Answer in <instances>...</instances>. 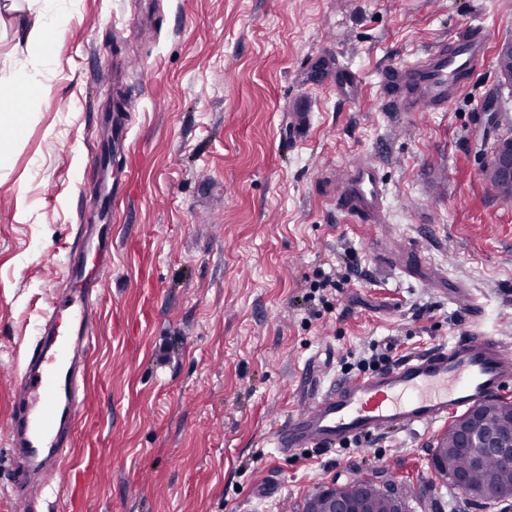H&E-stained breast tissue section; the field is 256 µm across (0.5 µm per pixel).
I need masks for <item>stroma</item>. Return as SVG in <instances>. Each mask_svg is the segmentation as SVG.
Returning <instances> with one entry per match:
<instances>
[{"label":"stroma","instance_id":"obj_1","mask_svg":"<svg viewBox=\"0 0 512 512\" xmlns=\"http://www.w3.org/2000/svg\"><path fill=\"white\" fill-rule=\"evenodd\" d=\"M476 24L512 40V0H79L50 94L0 126V512H19L7 426L25 349L109 177L122 191L74 430L76 455L99 460L86 512H301L375 471L410 486L408 512H497L439 480V427L328 453L273 445L312 363L330 380L473 329L512 342V200L484 176L512 89L491 61L445 110L399 112L380 84ZM336 65L353 93L325 80ZM360 157L388 188L375 227L336 203V169ZM382 241L420 245L437 278L381 259ZM321 271L338 283L322 297Z\"/></svg>","mask_w":512,"mask_h":512}]
</instances>
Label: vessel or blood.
<instances>
[{
    "label": "vessel or blood",
    "instance_id": "1",
    "mask_svg": "<svg viewBox=\"0 0 512 512\" xmlns=\"http://www.w3.org/2000/svg\"><path fill=\"white\" fill-rule=\"evenodd\" d=\"M489 34L470 26L452 48H437L387 71L382 83L404 110L437 112L461 94L465 77L483 66ZM336 198L369 224L382 223L387 188L374 161L341 170ZM87 241L65 263L64 286L28 344L9 416L15 468L12 493L27 503L30 469L54 473L66 491L67 512H80L84 489L95 477L92 455L75 457L72 432L85 400L90 339L86 334L92 288L83 277ZM512 396V344L480 332L453 343L396 359L383 370L339 378L325 392L303 400L276 429L280 453L300 448L332 451L391 429L430 430L460 412Z\"/></svg>",
    "mask_w": 512,
    "mask_h": 512
}]
</instances>
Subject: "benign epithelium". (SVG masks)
<instances>
[{"label":"benign epithelium","instance_id":"1","mask_svg":"<svg viewBox=\"0 0 512 512\" xmlns=\"http://www.w3.org/2000/svg\"><path fill=\"white\" fill-rule=\"evenodd\" d=\"M497 194L504 200L512 199V139L506 138L497 143L493 157L484 169ZM509 416L499 420L494 428H489L488 415L480 405L461 414L453 423L459 435V447L470 455L474 467L482 465L485 457L496 456L512 462V409L506 408ZM455 485L467 495L494 503L512 501V489H500L488 486L483 489L471 487L467 476L458 473L453 476ZM395 481L373 473L362 479L358 486V495L345 496L336 488L323 489L309 498L304 512H372V489H393Z\"/></svg>","mask_w":512,"mask_h":512}]
</instances>
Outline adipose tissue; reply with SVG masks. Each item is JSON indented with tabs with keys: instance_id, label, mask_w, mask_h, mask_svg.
Segmentation results:
<instances>
[{
	"instance_id": "obj_1",
	"label": "adipose tissue",
	"mask_w": 512,
	"mask_h": 512,
	"mask_svg": "<svg viewBox=\"0 0 512 512\" xmlns=\"http://www.w3.org/2000/svg\"><path fill=\"white\" fill-rule=\"evenodd\" d=\"M33 12V23H16L14 36L23 46L25 59L0 73V124L21 125L23 115L9 111V104L33 101L49 93L52 69L51 40L74 16L73 0H0V13L17 12L19 6Z\"/></svg>"
}]
</instances>
